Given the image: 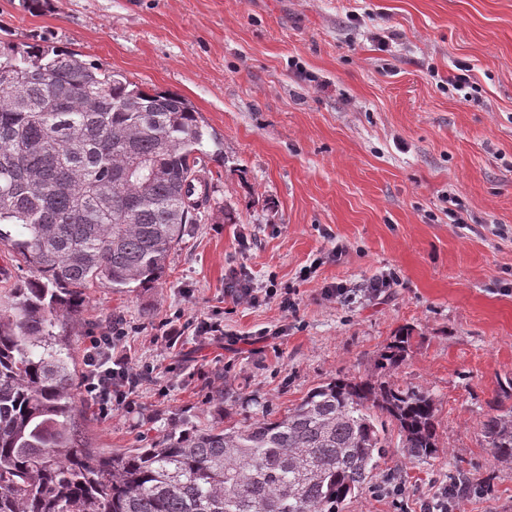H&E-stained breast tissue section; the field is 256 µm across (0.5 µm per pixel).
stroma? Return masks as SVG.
Wrapping results in <instances>:
<instances>
[{
  "label": "stroma",
  "instance_id": "obj_1",
  "mask_svg": "<svg viewBox=\"0 0 512 512\" xmlns=\"http://www.w3.org/2000/svg\"><path fill=\"white\" fill-rule=\"evenodd\" d=\"M51 38L147 89L178 93L212 138L210 207L156 288L88 286L65 330L76 363L122 321L141 383L124 409L83 408L95 448H141L178 420L288 410L331 378L375 373L399 329L391 382L432 394L439 452L380 460L343 512H421L450 480L462 512H512V469L492 466L478 423L512 376V0H0V41ZM470 68L464 90L448 86ZM232 212L235 223L224 220ZM311 274H304V267ZM279 298L234 301L232 274ZM383 277L381 296L365 293ZM347 292L325 298L323 288ZM219 315L224 333L156 325Z\"/></svg>",
  "mask_w": 512,
  "mask_h": 512
}]
</instances>
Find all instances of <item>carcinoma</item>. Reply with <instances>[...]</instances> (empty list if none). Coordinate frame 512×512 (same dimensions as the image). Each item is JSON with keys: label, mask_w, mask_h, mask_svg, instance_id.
<instances>
[{"label": "carcinoma", "mask_w": 512, "mask_h": 512, "mask_svg": "<svg viewBox=\"0 0 512 512\" xmlns=\"http://www.w3.org/2000/svg\"><path fill=\"white\" fill-rule=\"evenodd\" d=\"M205 135L178 94L48 40L0 44V245L36 272L0 304V512H342L391 452L377 411L409 458L437 454L432 395L385 380L407 330L377 376L332 378L283 414L183 421L145 448L85 440L74 359L54 329L81 319L90 284L162 281L210 204L194 185ZM489 407L479 433L511 466L512 406Z\"/></svg>", "instance_id": "carcinoma-1"}]
</instances>
